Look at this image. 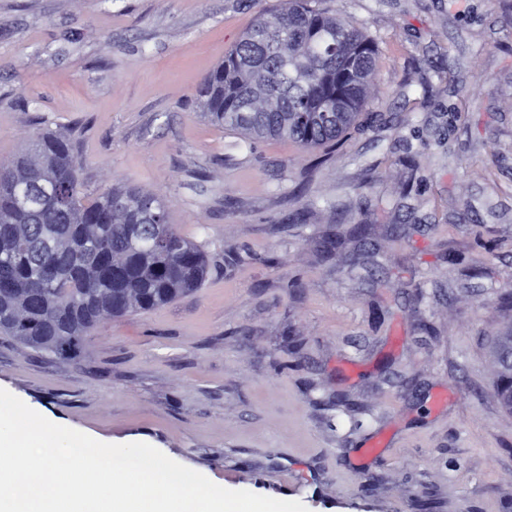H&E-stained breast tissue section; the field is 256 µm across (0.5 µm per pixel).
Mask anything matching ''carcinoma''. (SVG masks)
Here are the masks:
<instances>
[{
	"instance_id": "1",
	"label": "carcinoma",
	"mask_w": 512,
	"mask_h": 512,
	"mask_svg": "<svg viewBox=\"0 0 512 512\" xmlns=\"http://www.w3.org/2000/svg\"><path fill=\"white\" fill-rule=\"evenodd\" d=\"M284 2L227 51L198 97L205 118L253 143L316 148L359 125L375 46L317 0ZM80 170L69 138L50 132L0 166V332L67 359L99 323L171 302L208 270L155 196L115 186L88 201Z\"/></svg>"
}]
</instances>
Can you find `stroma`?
<instances>
[{"label": "stroma", "mask_w": 512, "mask_h": 512, "mask_svg": "<svg viewBox=\"0 0 512 512\" xmlns=\"http://www.w3.org/2000/svg\"><path fill=\"white\" fill-rule=\"evenodd\" d=\"M281 5L0 0V164L65 133L85 194H153L208 256L75 359L0 333V389L308 512H512V0H323L377 54L359 130L313 149L196 98Z\"/></svg>", "instance_id": "stroma-1"}]
</instances>
